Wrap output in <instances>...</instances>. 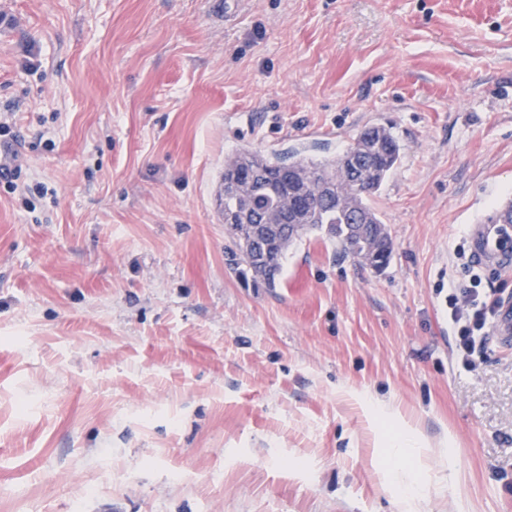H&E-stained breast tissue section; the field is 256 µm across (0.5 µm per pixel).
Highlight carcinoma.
Here are the masks:
<instances>
[{"instance_id":"carcinoma-1","label":"carcinoma","mask_w":512,"mask_h":512,"mask_svg":"<svg viewBox=\"0 0 512 512\" xmlns=\"http://www.w3.org/2000/svg\"><path fill=\"white\" fill-rule=\"evenodd\" d=\"M402 147L384 125L363 128L342 152L316 159L294 153L283 158L242 149L224 161L218 192L231 262L255 288L273 289L288 248L313 234L345 256L379 273L390 263L393 241L371 205L396 169ZM254 224H280L287 247L269 248L275 278L259 276L262 245L251 238Z\"/></svg>"}]
</instances>
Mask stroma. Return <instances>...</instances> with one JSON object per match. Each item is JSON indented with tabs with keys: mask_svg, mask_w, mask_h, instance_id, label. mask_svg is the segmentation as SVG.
Wrapping results in <instances>:
<instances>
[{
	"mask_svg": "<svg viewBox=\"0 0 512 512\" xmlns=\"http://www.w3.org/2000/svg\"><path fill=\"white\" fill-rule=\"evenodd\" d=\"M44 195L0 184V512H512V347L456 353L450 288L512 201V0H0V113ZM390 126L380 273L306 240L229 266L224 160ZM453 447H445V440ZM405 432L390 438L386 457H387V482L390 487H399L409 483L414 476V472L405 464V459L413 454L416 448H422L423 443L417 431L409 424H400Z\"/></svg>",
	"mask_w": 512,
	"mask_h": 512,
	"instance_id": "stroma-1",
	"label": "stroma"
}]
</instances>
